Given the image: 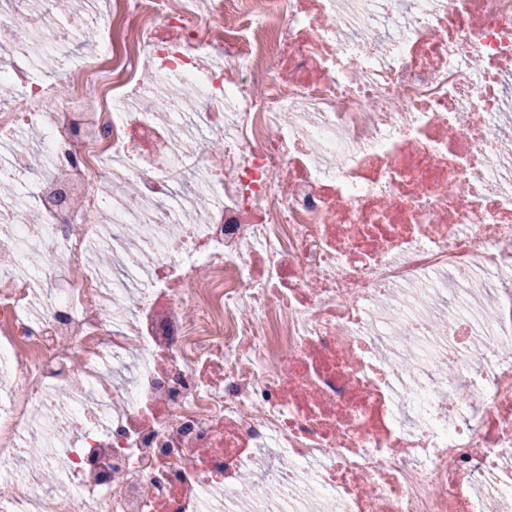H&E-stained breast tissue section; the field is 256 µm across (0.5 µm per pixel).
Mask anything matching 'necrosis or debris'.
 Wrapping results in <instances>:
<instances>
[{
  "label": "necrosis or debris",
  "mask_w": 512,
  "mask_h": 512,
  "mask_svg": "<svg viewBox=\"0 0 512 512\" xmlns=\"http://www.w3.org/2000/svg\"><path fill=\"white\" fill-rule=\"evenodd\" d=\"M114 9L60 96L22 50L85 17L0 8L50 160L45 222L0 201V512H512V0Z\"/></svg>",
  "instance_id": "necrosis-or-debris-1"
}]
</instances>
